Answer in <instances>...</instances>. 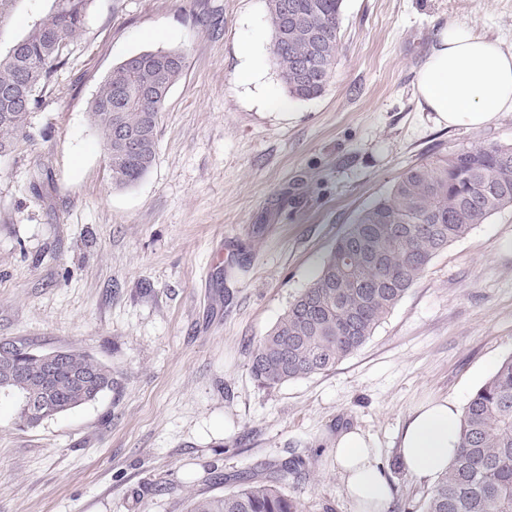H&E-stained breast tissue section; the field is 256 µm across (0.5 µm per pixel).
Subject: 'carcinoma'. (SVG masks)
<instances>
[{
  "mask_svg": "<svg viewBox=\"0 0 512 512\" xmlns=\"http://www.w3.org/2000/svg\"><path fill=\"white\" fill-rule=\"evenodd\" d=\"M26 33L0 40V87L24 81L27 107L0 108V157L29 136L30 115L56 72L68 62L57 47L83 26L92 0H48ZM343 0H267L273 57L289 95H322L338 64ZM22 41L25 52L13 53ZM185 70L180 50H146L107 74L90 101L113 182L130 186L153 167L161 112ZM141 136V149L119 152L114 131ZM512 205V146L478 145L412 166L390 191L362 210L336 240L309 285L289 302L252 355L251 373L263 387L327 372L360 350L432 259L494 213ZM21 363L33 366L35 347L0 339ZM68 368L96 371L101 384L84 392L66 374L44 397L57 414L112 390V370L94 356L68 349ZM458 452L428 492L421 512H512V356L497 366L469 399L460 423ZM286 464L262 479L243 476L232 491L191 497L187 512H302L283 490Z\"/></svg>",
  "mask_w": 512,
  "mask_h": 512,
  "instance_id": "carcinoma-1",
  "label": "carcinoma"
}]
</instances>
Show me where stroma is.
I'll return each instance as SVG.
<instances>
[{"label": "stroma", "instance_id": "1", "mask_svg": "<svg viewBox=\"0 0 512 512\" xmlns=\"http://www.w3.org/2000/svg\"><path fill=\"white\" fill-rule=\"evenodd\" d=\"M451 20L512 47V0H343L324 93L278 111L266 0H93L29 137L0 158V338L86 350L114 385L32 429L0 400V512H186L288 460L303 512H351L329 453L351 427L375 440L393 502L420 512L431 485L397 456L408 414L436 397L466 406L512 355V206L439 253L334 369L266 389L250 363L403 171L512 145V112L447 128L418 102ZM159 48L183 51L185 74L153 168L118 188L89 103L113 66Z\"/></svg>", "mask_w": 512, "mask_h": 512}]
</instances>
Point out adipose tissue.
I'll return each instance as SVG.
<instances>
[{
	"label": "adipose tissue",
	"mask_w": 512,
	"mask_h": 512,
	"mask_svg": "<svg viewBox=\"0 0 512 512\" xmlns=\"http://www.w3.org/2000/svg\"><path fill=\"white\" fill-rule=\"evenodd\" d=\"M420 104L448 127L477 128L512 112V48L474 27L452 21L441 31L416 77ZM460 413L455 401L434 398L410 413L397 454L418 481L442 474L459 445ZM336 474L352 512H385L391 490L370 437L353 428L331 441Z\"/></svg>",
	"instance_id": "adipose-tissue-1"
}]
</instances>
